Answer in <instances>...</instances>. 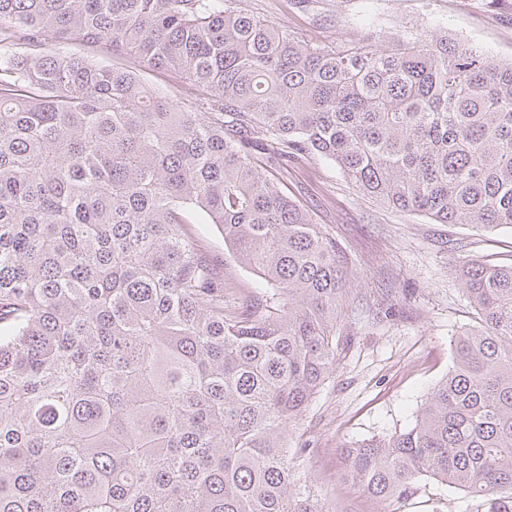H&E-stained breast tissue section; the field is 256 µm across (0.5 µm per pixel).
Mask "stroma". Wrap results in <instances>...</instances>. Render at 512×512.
Instances as JSON below:
<instances>
[{
  "instance_id": "obj_1",
  "label": "stroma",
  "mask_w": 512,
  "mask_h": 512,
  "mask_svg": "<svg viewBox=\"0 0 512 512\" xmlns=\"http://www.w3.org/2000/svg\"><path fill=\"white\" fill-rule=\"evenodd\" d=\"M238 4L331 47L387 48L399 34L445 32L497 61H512V0H303L298 8L289 0ZM281 182L356 255L346 285L351 302L338 321L352 341L292 433L293 446L313 450L308 466H297V473H309L316 494L335 503L338 512H464L467 497L432 479L398 501L370 499L358 484L343 479L339 451L414 424L452 366L455 335L474 322L455 275L460 260L512 263V231L481 232L392 210L360 195L336 165L319 157L290 165ZM191 230L235 281L227 300L247 301L259 285L257 277L227 251L215 225L195 224ZM384 289L397 304L377 323L371 305Z\"/></svg>"
}]
</instances>
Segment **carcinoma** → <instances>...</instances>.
<instances>
[{
	"label": "carcinoma",
	"mask_w": 512,
	"mask_h": 512,
	"mask_svg": "<svg viewBox=\"0 0 512 512\" xmlns=\"http://www.w3.org/2000/svg\"><path fill=\"white\" fill-rule=\"evenodd\" d=\"M2 43L0 512H338L290 437L348 344L353 261L278 175L320 156L389 208L512 229V62L446 34L338 50L228 0H0ZM187 224L256 302L224 304ZM456 274L451 370L340 454L375 500L432 478L512 512V264ZM151 83L173 103L180 104L185 101L184 90L180 79L169 73L151 72L148 76ZM191 230L203 246L224 262V274L238 284L239 287L236 284V287L227 293L226 300L231 303L246 302L250 299L248 296L254 291H260L257 288L260 287L257 277L242 268L234 256L227 251L224 247V238L214 224H191Z\"/></svg>",
	"instance_id": "cac0c4a2"
}]
</instances>
